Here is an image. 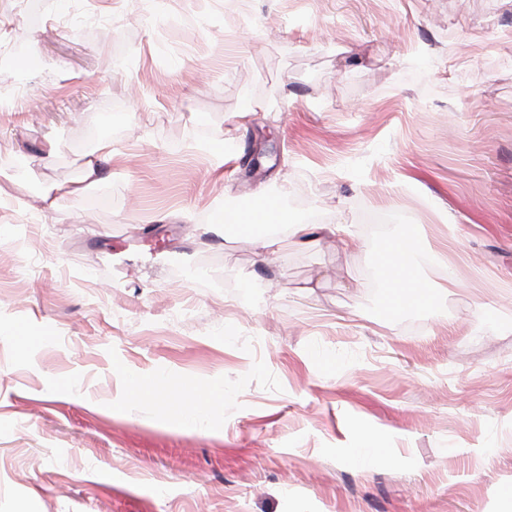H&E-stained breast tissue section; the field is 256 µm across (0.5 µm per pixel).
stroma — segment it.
I'll return each mask as SVG.
<instances>
[{
  "mask_svg": "<svg viewBox=\"0 0 512 512\" xmlns=\"http://www.w3.org/2000/svg\"><path fill=\"white\" fill-rule=\"evenodd\" d=\"M33 1L0 0V512H512V0ZM258 197L312 234L213 223ZM397 238L432 306L392 303ZM125 372L222 398L125 409Z\"/></svg>",
  "mask_w": 512,
  "mask_h": 512,
  "instance_id": "obj_1",
  "label": "stroma"
}]
</instances>
